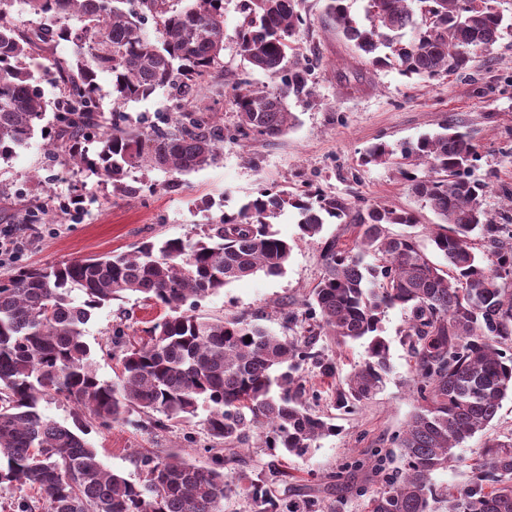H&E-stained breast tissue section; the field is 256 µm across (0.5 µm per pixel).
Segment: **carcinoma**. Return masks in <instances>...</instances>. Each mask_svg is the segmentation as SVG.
<instances>
[{
    "mask_svg": "<svg viewBox=\"0 0 512 512\" xmlns=\"http://www.w3.org/2000/svg\"><path fill=\"white\" fill-rule=\"evenodd\" d=\"M37 27L10 17L14 0H0V159L29 144L45 104L34 71L60 90L56 129L48 146L67 166L88 170L121 187L130 168L157 167L173 174L219 160L224 125L217 113L192 110L200 82L224 52L223 0H23ZM302 0H245L236 30L242 55L271 84L243 87L233 98L240 136L275 139L297 120L288 99L309 98L312 67L300 47L307 24ZM479 11L461 0H367L366 23L351 15L348 0H325V14L342 37L407 77L430 79L467 67L501 36L503 16L483 0ZM152 23L154 33L146 30ZM73 45L56 55L54 44ZM471 46L462 53L460 49ZM112 75V121L102 122L98 75ZM160 88L175 101L165 128L124 125L126 104ZM98 144L89 153V142ZM474 145L456 125L392 148L374 143L365 164L427 167L411 176V191L438 216L431 241L446 267L434 263L410 233L414 212L388 206L353 207L317 191L264 190L235 214H225L204 238L141 242L127 252L20 267L0 281V486H29L46 512H224L232 490L261 512H279L269 486L281 476L241 477L232 485L224 447L246 443L252 429L267 448L302 457L336 426L311 412L300 370L313 361L323 378L336 365L319 358L321 336L339 345L367 341V359L336 389V408L350 412L382 386L389 346L380 335L383 314L408 315L404 336L414 359L418 406L394 444L403 468L373 494L368 512H433V476L456 459L454 449L495 418L512 392V230L487 219L479 199L485 185L464 176ZM296 210L302 236L323 232L332 218L353 239L321 243L324 273L306 306L316 327L283 340L243 317L194 313L197 302L259 271L279 275L292 246L270 230V219ZM372 256L376 263L366 262ZM83 293L75 302L74 290ZM127 294L164 308L166 315L134 345L124 330L112 332L116 379L99 378L83 340L92 312ZM251 341H245V338ZM76 404L84 418L76 430L47 419L49 393ZM216 447L206 466L176 454L143 456L142 486L107 470L84 438L95 424L110 428L136 411L159 428L197 415ZM476 478L452 497L451 512H512V436L478 449Z\"/></svg>",
    "mask_w": 512,
    "mask_h": 512,
    "instance_id": "carcinoma-1",
    "label": "carcinoma"
}]
</instances>
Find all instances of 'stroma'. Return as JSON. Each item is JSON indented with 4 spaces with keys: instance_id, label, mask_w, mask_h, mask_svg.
<instances>
[{
    "instance_id": "35a3bbf8",
    "label": "stroma",
    "mask_w": 512,
    "mask_h": 512,
    "mask_svg": "<svg viewBox=\"0 0 512 512\" xmlns=\"http://www.w3.org/2000/svg\"><path fill=\"white\" fill-rule=\"evenodd\" d=\"M507 23L499 40L487 52L473 57L462 75H442L428 80L408 78L393 68L373 67L343 41L326 21L324 0H304L302 13L308 28L302 40L313 59V101L291 100L297 125L274 140H242L234 135L237 118L232 105L241 83L266 84L268 78L252 70L242 56L235 28L242 19V0H224L223 67L199 99L200 107L219 113L224 123L223 156L219 163L172 178L160 168L129 170L124 185L131 194L114 191L85 170L64 168L50 155L46 139L34 134L28 146L9 161H0V229L13 228L24 243L15 260L0 264V281L17 267L57 264L94 254H117L145 239L195 240L212 219L236 213L263 188L316 189L324 195L364 205H388L413 211L412 229L390 225L394 234L411 231L426 253H433L430 227L438 218L411 192L408 180L393 165H364L363 150L385 142L396 146L420 134L455 123L470 133L476 159L470 179L486 183L482 209L496 224H511L507 195H512V0H493ZM126 124L132 128L162 125L171 113L166 91L128 103ZM295 210L284 209L272 229L292 246L291 258L276 276L256 273L226 286L200 301L197 311L209 317L243 316L274 334L294 338L304 325L287 326L276 308L301 307L305 293L322 274V238L349 239L341 224L325 225L321 238L301 235ZM162 308L130 294L94 310L84 326L85 340L102 379L114 378L118 365L106 354L116 325L138 337L148 322L161 318ZM406 315L387 310L381 320L389 343V369L381 391L354 412L338 410L333 384L367 358L358 341L344 345L320 338L316 348L336 364V376L322 378L314 365L304 372L308 389L317 391L316 409L336 427L335 434L317 440L303 457L285 455L282 449L262 447L250 435L239 449L240 461L228 465L229 476H256L276 464L286 470L287 481L273 485L272 497L280 506L316 501V512H364V502L400 465V451L392 444L417 405L413 361L402 343ZM206 408L195 418L171 423L159 430L139 413L111 428H92L89 442L104 466L132 483L144 480L139 459L144 455L179 454L204 466L210 440L204 426ZM512 433V397L503 399L495 419L456 451L459 464L435 474L438 489H456L471 479L470 466L478 448L496 436Z\"/></svg>"
}]
</instances>
